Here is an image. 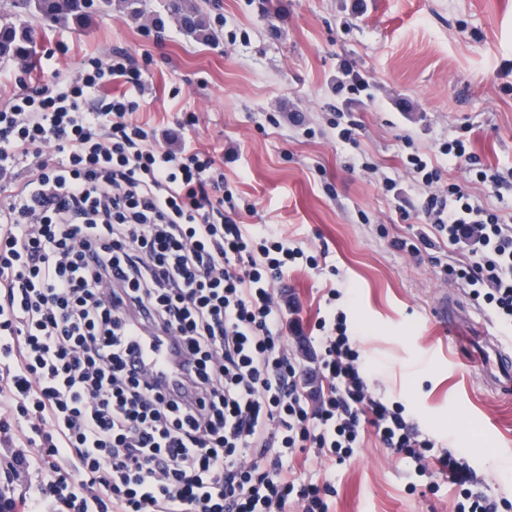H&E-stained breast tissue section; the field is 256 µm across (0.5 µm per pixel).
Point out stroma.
I'll return each instance as SVG.
<instances>
[{
	"label": "stroma",
	"mask_w": 512,
	"mask_h": 512,
	"mask_svg": "<svg viewBox=\"0 0 512 512\" xmlns=\"http://www.w3.org/2000/svg\"><path fill=\"white\" fill-rule=\"evenodd\" d=\"M217 34L206 45L170 16L134 19L112 6L82 28L38 26L34 69H74L89 56L126 53L143 73L140 121L158 131L192 112L181 139L213 153L243 198L247 224H278L328 249L347 310L375 370L370 382L405 404L420 428L460 449L483 483L512 500V400L479 382L471 340L449 343L437 298L467 303L478 326L489 312L466 288L441 281L429 260L392 242L423 222L403 166V140L428 151L468 136L481 164L512 167V0H185ZM361 126L358 147L337 140L334 112ZM378 166L354 169L359 154ZM408 187L398 210L380 182ZM329 274L296 270L284 284L315 321ZM400 458L366 435L336 468L329 512H454L449 487L411 491Z\"/></svg>",
	"instance_id": "1"
}]
</instances>
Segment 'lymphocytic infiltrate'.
<instances>
[{"label":"lymphocytic infiltrate","mask_w":512,"mask_h":512,"mask_svg":"<svg viewBox=\"0 0 512 512\" xmlns=\"http://www.w3.org/2000/svg\"><path fill=\"white\" fill-rule=\"evenodd\" d=\"M118 78L128 90L108 94ZM141 87L116 52L21 83L0 108V512H328L334 484L300 479L294 462L333 470L369 430L429 492L454 485L455 512H512L372 390L343 291L327 288L303 327L280 287L327 251L241 223L254 205L210 153L170 149L134 121ZM404 146L426 222L395 248L429 256L511 328L512 222L432 160L466 158V141ZM461 243L465 258L449 260ZM135 327L174 338L168 380L132 364Z\"/></svg>","instance_id":"1"}]
</instances>
